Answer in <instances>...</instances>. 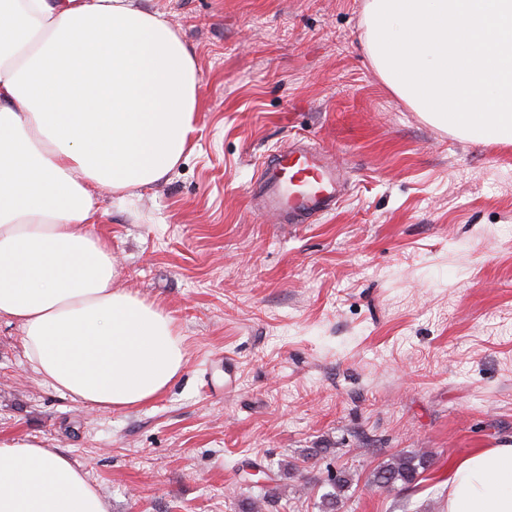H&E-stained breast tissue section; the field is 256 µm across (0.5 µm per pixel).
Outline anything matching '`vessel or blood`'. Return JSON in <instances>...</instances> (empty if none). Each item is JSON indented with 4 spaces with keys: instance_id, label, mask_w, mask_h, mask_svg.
I'll return each instance as SVG.
<instances>
[{
    "instance_id": "b4317fda",
    "label": "vessel or blood",
    "mask_w": 512,
    "mask_h": 512,
    "mask_svg": "<svg viewBox=\"0 0 512 512\" xmlns=\"http://www.w3.org/2000/svg\"><path fill=\"white\" fill-rule=\"evenodd\" d=\"M345 191L339 166L323 151L304 143L269 156L250 188L255 210L280 224H304L332 211Z\"/></svg>"
}]
</instances>
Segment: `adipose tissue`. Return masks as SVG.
<instances>
[{"instance_id":"1","label":"adipose tissue","mask_w":512,"mask_h":512,"mask_svg":"<svg viewBox=\"0 0 512 512\" xmlns=\"http://www.w3.org/2000/svg\"><path fill=\"white\" fill-rule=\"evenodd\" d=\"M197 68L142 0H0V319L55 391L134 410L181 373L157 306L113 287L112 248L88 232L93 190L151 185L195 131ZM0 512H111L66 453L0 439ZM446 512H512V444L448 469Z\"/></svg>"}]
</instances>
